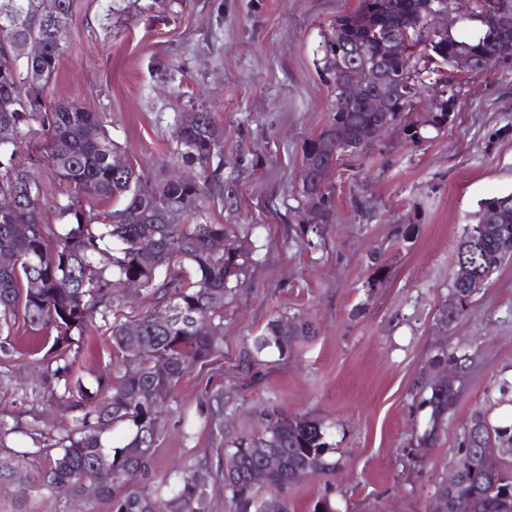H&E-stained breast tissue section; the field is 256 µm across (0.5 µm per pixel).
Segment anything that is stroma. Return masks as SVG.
I'll use <instances>...</instances> for the list:
<instances>
[{
  "mask_svg": "<svg viewBox=\"0 0 512 512\" xmlns=\"http://www.w3.org/2000/svg\"><path fill=\"white\" fill-rule=\"evenodd\" d=\"M359 0H74L48 105L78 101L107 118L151 185L176 143L178 118L205 111L224 131V177L237 199L206 201L205 217L236 225L251 261L224 297L223 357L184 375L161 422L154 475L209 460L266 429L278 410L321 421L340 467L295 484L288 512H429L456 466L471 416L512 419L497 383L512 381V261L504 263L447 335L433 326L448 297L457 245L481 201L512 192V64L462 83L453 122L408 147L388 135L332 177L334 221L307 230L303 149L330 120L333 96L319 45ZM114 16H107V8ZM316 335L286 353L254 341L277 317ZM0 385V414L49 429L60 412L41 399L47 348L16 335ZM472 364L434 447L415 455L429 411L418 391L441 353ZM224 398L222 432L197 416Z\"/></svg>",
  "mask_w": 512,
  "mask_h": 512,
  "instance_id": "35a3bbf8",
  "label": "stroma"
}]
</instances>
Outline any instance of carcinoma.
Masks as SVG:
<instances>
[{"mask_svg": "<svg viewBox=\"0 0 512 512\" xmlns=\"http://www.w3.org/2000/svg\"><path fill=\"white\" fill-rule=\"evenodd\" d=\"M53 16L40 13V0H0V194L17 198L14 210L0 213V356H14L12 331L17 320L51 342L46 352L44 385L50 401L70 415L73 426L42 430L19 419L0 418V487L26 484L50 503L51 512H67L54 496V487L68 486L79 496L98 481L101 471L111 479L89 505V512H205L207 488L224 489L236 512H268V500H285L288 489L311 468L334 472L338 461L328 457L330 444L323 425L311 418L280 411L270 414L271 426L257 437L237 442L228 457L245 471L262 461L265 450L276 452L280 464L269 471V493L250 491L240 474L225 476L205 463L187 466L164 480L163 496L149 491L153 454L160 439L162 415L188 370L222 355L224 295L233 289L250 256L229 224L207 221L189 224L210 199L232 198L234 182H224V131L208 112L181 116L174 132L171 162L193 167V181L165 176L141 192L143 174L131 168L122 175L112 170V154L121 147L112 140L106 118L75 101L49 109L46 89L65 47L51 37L52 29L67 25L73 0H57ZM449 0H360L357 9L341 13L324 35L323 70L334 94L329 124L309 140L304 162L314 166L311 191L316 209L308 217L311 231L334 220L331 190L333 170L326 148L344 141L360 155L374 143L363 141L367 128L379 122L370 101L377 86L370 82L356 99L342 95L343 84L374 62L383 68L389 116L410 128L406 144L418 146L431 133H440L453 120L462 79L453 75L462 54L474 63L470 76L484 75L512 61V0H474L463 24H475L467 36L439 34L424 23L428 13L445 8ZM418 25L411 39L391 51L387 31L401 23ZM38 46L34 54L18 52L22 43ZM348 57L347 69L337 58ZM446 73V96L432 106V124L418 128L413 119L416 96L441 73ZM45 130V153L59 183L53 205L62 223H42L48 204L45 192L30 195L32 163L21 152L34 125ZM95 129L88 140L71 137L75 125ZM112 199L118 207L95 212L98 203ZM224 237V253L211 250L210 241ZM512 259V193L480 203L476 223L465 229L456 263H466L480 276L494 275ZM137 281L154 305L134 316L123 312V286ZM450 291L459 308L448 322L461 316L471 302L469 289L451 279ZM172 312L166 325L154 321V311ZM108 326L111 370L92 378L76 374L84 334L96 320ZM315 334L301 319H274L255 340L259 350L283 354L301 336ZM160 364L166 370L159 372ZM421 404L430 409V429L420 439L433 445L439 425L457 391L444 383L430 387ZM223 398L216 393L199 409L220 429ZM483 437L474 442L464 433L457 448L456 469L461 478L441 483L436 495L447 498L452 512H512V458L481 462L488 448H512V423L494 424L483 414ZM121 425L122 445L112 446L105 434Z\"/></svg>", "mask_w": 512, "mask_h": 512, "instance_id": "carcinoma-1", "label": "carcinoma"}]
</instances>
